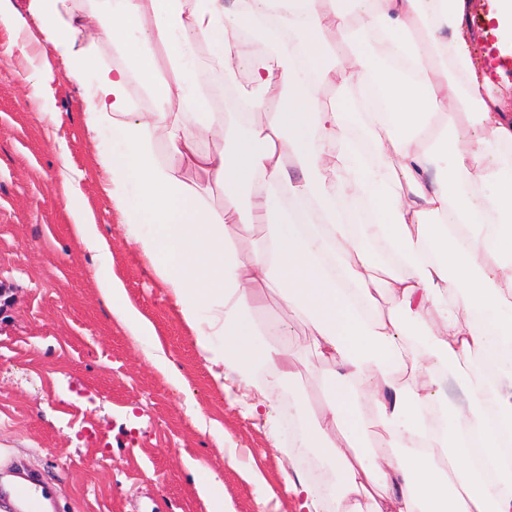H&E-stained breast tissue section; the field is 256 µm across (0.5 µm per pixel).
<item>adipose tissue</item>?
Instances as JSON below:
<instances>
[{
	"label": "adipose tissue",
	"mask_w": 512,
	"mask_h": 512,
	"mask_svg": "<svg viewBox=\"0 0 512 512\" xmlns=\"http://www.w3.org/2000/svg\"><path fill=\"white\" fill-rule=\"evenodd\" d=\"M94 0L76 19L117 44L121 67L96 74L86 115L90 135L112 126L124 152L102 157L107 192L124 210L129 237L167 285L183 320L223 382L232 368L259 403L274 400L296 372L287 343H267L262 282L305 320L328 378H340L321 412H305L307 446L335 452L340 475L336 512L349 496L367 498V512H512V357L493 377L474 368L494 344L512 347V122L488 78L471 60L465 32L467 0ZM153 26L142 34L144 6ZM39 22L33 58H68L81 80L86 62L51 21L55 0H31ZM209 47L210 65L250 81L230 111H212L185 30ZM350 42L336 55L337 39ZM168 48L178 77L157 85L151 47ZM153 90L158 108L129 119L131 79ZM339 89L324 104L322 86ZM287 97L278 111L270 99ZM180 99L178 112L165 103ZM463 114L464 127L442 125L444 111ZM265 113L261 125L247 118ZM223 131L230 151L197 154L198 129ZM163 136L169 155L199 166L224 195L223 213L209 210L199 189L162 165L153 151ZM289 142L292 164L279 152ZM401 167H393V158ZM250 192L247 207L238 201ZM263 225L262 245L240 261L238 229ZM403 268L383 281L368 275L374 243ZM99 294L150 364L176 371L151 322L130 303L114 274L100 276ZM394 301L380 309L382 292ZM434 308L447 335L430 336L421 313ZM484 314L482 327L462 329L459 313ZM416 332L426 353L398 338ZM407 376L395 381L392 370ZM455 366L470 395L452 414L440 452H418L432 440L428 409L439 404L417 374ZM376 406L390 451L366 440L358 412ZM341 426L345 447L332 449L327 430Z\"/></svg>",
	"instance_id": "adipose-tissue-1"
}]
</instances>
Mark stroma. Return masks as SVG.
Masks as SVG:
<instances>
[{
    "label": "stroma",
    "instance_id": "stroma-1",
    "mask_svg": "<svg viewBox=\"0 0 512 512\" xmlns=\"http://www.w3.org/2000/svg\"><path fill=\"white\" fill-rule=\"evenodd\" d=\"M472 0L474 62L512 111V54ZM93 61L82 82L51 53L28 65L26 46L0 24V512H17L18 480L41 489L45 512H208L201 474L224 485V512H298L289 484L311 478L297 416L319 409L326 389L311 355L310 326L262 284L264 321L288 332L300 354L289 398L258 414L233 374L223 383L173 305L168 288L130 242L105 190L101 156L122 150L112 128L86 129L95 72L124 58L110 41L70 30ZM78 177L65 193L61 161ZM95 224L107 254L75 236L69 207ZM112 271L155 326L180 385L159 375L102 302L98 277Z\"/></svg>",
    "mask_w": 512,
    "mask_h": 512
}]
</instances>
